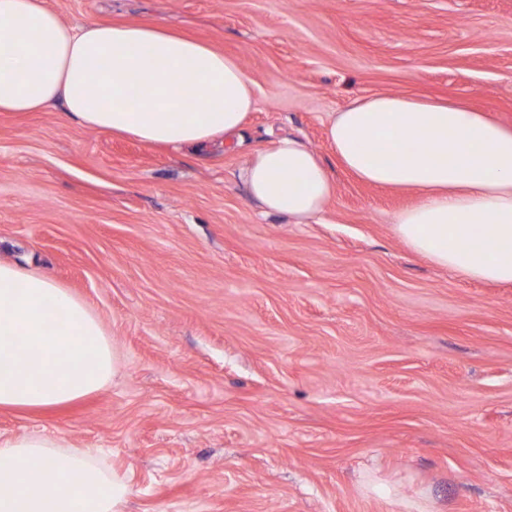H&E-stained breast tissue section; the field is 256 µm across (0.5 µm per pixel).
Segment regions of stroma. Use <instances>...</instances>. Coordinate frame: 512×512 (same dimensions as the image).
<instances>
[{
    "instance_id": "obj_1",
    "label": "stroma",
    "mask_w": 512,
    "mask_h": 512,
    "mask_svg": "<svg viewBox=\"0 0 512 512\" xmlns=\"http://www.w3.org/2000/svg\"><path fill=\"white\" fill-rule=\"evenodd\" d=\"M70 24H161L236 57L239 140L165 150L55 106L0 112V261L86 302L101 391L0 434L97 448L125 512H512V284L396 235L411 191L340 166L327 115L378 93L512 125V0H46ZM293 137L331 170L308 224L239 179Z\"/></svg>"
}]
</instances>
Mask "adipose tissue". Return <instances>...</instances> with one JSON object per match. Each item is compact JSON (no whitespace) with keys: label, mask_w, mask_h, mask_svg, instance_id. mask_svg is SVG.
<instances>
[{"label":"adipose tissue","mask_w":512,"mask_h":512,"mask_svg":"<svg viewBox=\"0 0 512 512\" xmlns=\"http://www.w3.org/2000/svg\"><path fill=\"white\" fill-rule=\"evenodd\" d=\"M138 86L146 100L133 105ZM61 105L77 124L173 148L237 135L255 109L238 60L163 25L65 24L46 0H0V112ZM328 141L364 183L416 191L397 236L439 267L512 283V126L448 99L378 94L332 113ZM265 213L306 224L335 183L294 138L240 171ZM114 352L88 305L54 279L0 263V408L41 409L104 388ZM37 468L39 480L22 481ZM127 483L96 449L41 435L0 437V512H122Z\"/></svg>","instance_id":"ef3b65f1"}]
</instances>
